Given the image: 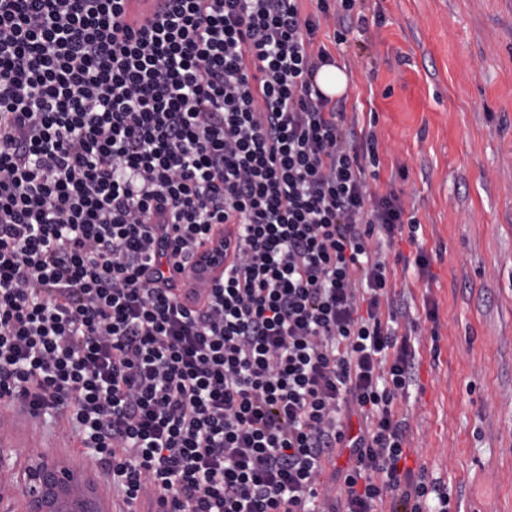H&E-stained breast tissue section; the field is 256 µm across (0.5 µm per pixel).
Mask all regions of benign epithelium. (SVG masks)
Here are the masks:
<instances>
[{"mask_svg": "<svg viewBox=\"0 0 512 512\" xmlns=\"http://www.w3.org/2000/svg\"><path fill=\"white\" fill-rule=\"evenodd\" d=\"M86 480L83 470L63 458L31 453L18 468L13 462L0 466V505L11 502L4 512H86Z\"/></svg>", "mask_w": 512, "mask_h": 512, "instance_id": "1", "label": "benign epithelium"}]
</instances>
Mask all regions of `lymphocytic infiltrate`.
I'll use <instances>...</instances> for the list:
<instances>
[{
    "mask_svg": "<svg viewBox=\"0 0 512 512\" xmlns=\"http://www.w3.org/2000/svg\"><path fill=\"white\" fill-rule=\"evenodd\" d=\"M123 2L0 0V405L123 508L451 512L394 413L384 248L418 220L317 84L330 0H156L136 29ZM219 228L223 277L181 289Z\"/></svg>",
    "mask_w": 512,
    "mask_h": 512,
    "instance_id": "obj_1",
    "label": "lymphocytic infiltrate"
}]
</instances>
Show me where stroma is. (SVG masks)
Here are the masks:
<instances>
[{
    "instance_id": "obj_1",
    "label": "stroma",
    "mask_w": 512,
    "mask_h": 512,
    "mask_svg": "<svg viewBox=\"0 0 512 512\" xmlns=\"http://www.w3.org/2000/svg\"><path fill=\"white\" fill-rule=\"evenodd\" d=\"M353 14L332 49L336 107L374 132L376 191L417 217L428 258L389 266L400 328L418 325L417 379L395 403L407 464L459 512H512V0H356ZM22 433L99 480L53 424Z\"/></svg>"
}]
</instances>
